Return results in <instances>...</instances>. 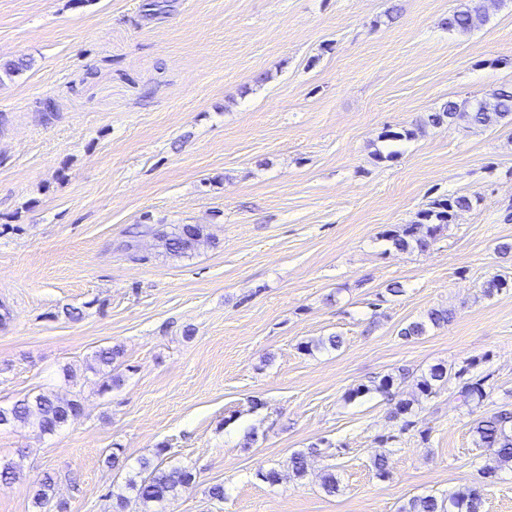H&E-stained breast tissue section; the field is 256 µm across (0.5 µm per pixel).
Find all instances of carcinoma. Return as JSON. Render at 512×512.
Masks as SVG:
<instances>
[{
  "mask_svg": "<svg viewBox=\"0 0 512 512\" xmlns=\"http://www.w3.org/2000/svg\"><path fill=\"white\" fill-rule=\"evenodd\" d=\"M488 20L481 0H471V4L452 12L446 25L448 30L468 33L480 28ZM29 67L24 61H7L0 64V85L13 80ZM463 121L474 127H487L499 124L512 125V85L501 86L487 96L473 100L450 99L440 109L432 112L427 119L417 122L413 128L388 129L381 139L386 143L387 151L377 152L380 160H389L397 155L393 147L403 141L414 138L425 125L453 126ZM479 203L478 198L466 195H441L427 204L417 214V220L410 224H402L390 231L387 237L395 248L401 251L429 248L440 236L442 230L453 223L461 211L473 209ZM172 258L190 257L203 243H213L215 237L208 233L202 224H151L145 226ZM512 289V278L495 274L483 284L484 295L490 297L502 291ZM452 310L433 308L421 319L405 324L399 335L408 337L423 336L431 327H440L451 321ZM342 338L337 335L322 337L302 343L301 349L311 352L315 349H339ZM122 352L117 347L103 346L93 352L86 370L92 373L102 393L109 392L120 386L122 375L117 372V363ZM474 364L470 363L451 374L443 365H434L423 373L416 382L418 396L429 399L448 384L453 378L456 381L455 397L461 406L472 412L479 408L491 396L488 376L472 372ZM395 377L388 374L354 390L351 397L356 398L368 393H377L387 400H392V388ZM83 414L81 398L75 396L63 399L46 393L26 395L7 407H0V428H28L39 434H53L57 430L74 424ZM413 414V403L400 401L390 410V417L403 421V426L412 424L409 417ZM474 442L477 447L486 449L492 456L494 464L480 468L485 483L492 482L498 471L512 468V403H502L489 414L482 413L473 420ZM286 468L295 477H303L307 473L308 456L304 451L293 453L287 461ZM56 477L47 473L32 491L33 506L36 512H66L65 503L56 498ZM196 484V476L187 466L165 467L144 459L139 463L136 475L125 481L124 489L132 492L134 498L122 493L115 494L116 512H125L130 501L141 505V512H152V507L164 502L173 501L181 494L192 490ZM483 490L469 487L450 493L444 497L435 495L414 496L399 508V512H483Z\"/></svg>",
  "mask_w": 512,
  "mask_h": 512,
  "instance_id": "1",
  "label": "carcinoma"
}]
</instances>
